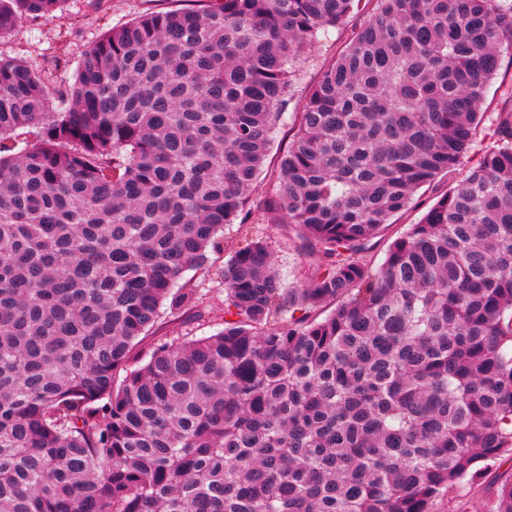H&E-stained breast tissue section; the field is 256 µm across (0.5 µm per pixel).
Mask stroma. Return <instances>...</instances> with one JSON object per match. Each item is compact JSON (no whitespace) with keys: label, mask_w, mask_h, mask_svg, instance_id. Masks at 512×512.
Here are the masks:
<instances>
[{"label":"stroma","mask_w":512,"mask_h":512,"mask_svg":"<svg viewBox=\"0 0 512 512\" xmlns=\"http://www.w3.org/2000/svg\"><path fill=\"white\" fill-rule=\"evenodd\" d=\"M160 0H67L65 18L43 19L37 22L22 20L11 33L0 36V54L24 60L31 67H41L45 58L66 53L70 62H78L89 46L112 27L125 23L151 8L160 7ZM348 37L347 31H330L318 42L302 51V62L295 82L294 96L282 117L273 151L266 162L267 170H275L278 158L290 139L293 114L309 88L320 77L322 66L330 60ZM445 182L421 188L415 195L413 207L389 226L383 237L375 239L368 254L374 263L382 262L388 245L407 225L416 223L435 197L442 193ZM225 255L211 254L207 268L190 270L181 280L185 288L195 290L197 302L184 309L163 315L155 326V338L169 336H209L224 327V312L220 303L224 295L221 272ZM502 466L482 473L473 483L464 486L459 496L440 504V512H487L488 499Z\"/></svg>","instance_id":"35a3bbf8"}]
</instances>
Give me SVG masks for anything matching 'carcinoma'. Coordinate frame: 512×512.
Listing matches in <instances>:
<instances>
[{
  "mask_svg": "<svg viewBox=\"0 0 512 512\" xmlns=\"http://www.w3.org/2000/svg\"><path fill=\"white\" fill-rule=\"evenodd\" d=\"M65 2L0 0V35ZM171 2L70 77L0 56V512H437L512 461V91L481 112L512 0ZM255 209L315 262L283 275ZM230 224L224 329L140 357ZM348 34L349 31L346 30L339 32L332 30L318 42L303 49L301 67L295 82L294 96L287 112L282 117L276 134L275 146L266 162L267 175L277 168L278 158L283 149L288 146L292 133L289 129L293 123V112L297 111L309 88L319 79L323 64L336 54V51L344 44ZM446 185V181L441 180L433 187L431 185L429 188L427 186L421 188L415 195L413 207L399 216L395 224L389 226L381 239L373 240L374 245L368 254V259L375 264L382 262L388 245L405 231L407 224H415L419 220L427 207L433 203L434 198L444 191Z\"/></svg>",
  "mask_w": 512,
  "mask_h": 512,
  "instance_id": "1",
  "label": "carcinoma"
}]
</instances>
